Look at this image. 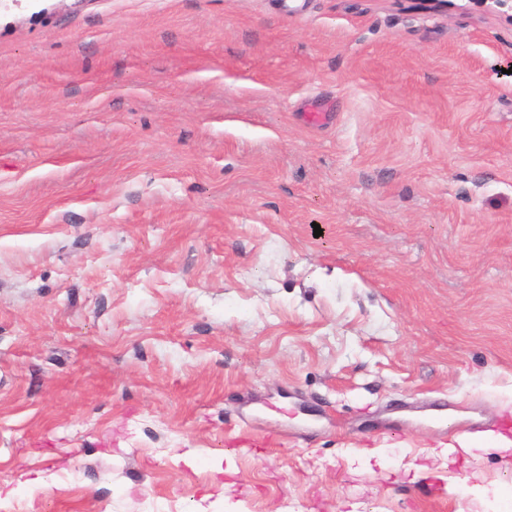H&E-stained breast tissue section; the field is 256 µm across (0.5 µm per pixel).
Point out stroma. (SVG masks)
Returning <instances> with one entry per match:
<instances>
[{
  "label": "stroma",
  "instance_id": "obj_1",
  "mask_svg": "<svg viewBox=\"0 0 512 512\" xmlns=\"http://www.w3.org/2000/svg\"><path fill=\"white\" fill-rule=\"evenodd\" d=\"M507 409L512 9L0 8V506L512 512Z\"/></svg>",
  "mask_w": 512,
  "mask_h": 512
}]
</instances>
